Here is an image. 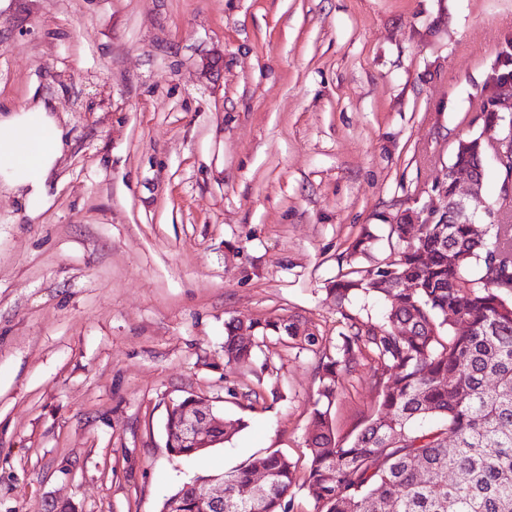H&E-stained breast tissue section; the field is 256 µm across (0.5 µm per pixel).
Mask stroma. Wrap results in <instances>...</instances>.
Listing matches in <instances>:
<instances>
[{
  "label": "stroma",
  "instance_id": "obj_1",
  "mask_svg": "<svg viewBox=\"0 0 512 512\" xmlns=\"http://www.w3.org/2000/svg\"><path fill=\"white\" fill-rule=\"evenodd\" d=\"M512 0H12L0 108L50 100L68 146L42 214L0 194V512H159L184 484L308 454L317 354L225 326L298 319L334 349L327 293L361 227L388 251L438 204ZM494 159L482 198L512 222ZM361 358L332 409L349 441L379 407ZM244 427L171 455L170 401Z\"/></svg>",
  "mask_w": 512,
  "mask_h": 512
}]
</instances>
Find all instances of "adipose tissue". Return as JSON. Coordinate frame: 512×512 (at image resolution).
<instances>
[{
  "label": "adipose tissue",
  "mask_w": 512,
  "mask_h": 512,
  "mask_svg": "<svg viewBox=\"0 0 512 512\" xmlns=\"http://www.w3.org/2000/svg\"><path fill=\"white\" fill-rule=\"evenodd\" d=\"M66 143L64 123L51 102L0 113V189L15 195L27 216L43 211Z\"/></svg>",
  "instance_id": "obj_1"
}]
</instances>
